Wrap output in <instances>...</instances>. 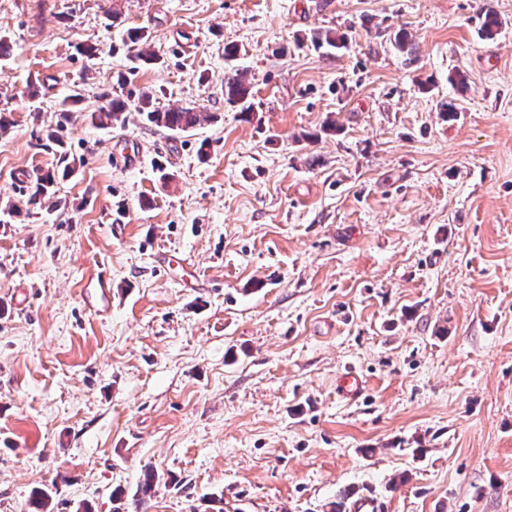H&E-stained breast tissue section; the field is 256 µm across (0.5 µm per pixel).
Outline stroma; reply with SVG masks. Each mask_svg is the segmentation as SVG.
Masks as SVG:
<instances>
[{"label":"stroma","mask_w":512,"mask_h":512,"mask_svg":"<svg viewBox=\"0 0 512 512\" xmlns=\"http://www.w3.org/2000/svg\"><path fill=\"white\" fill-rule=\"evenodd\" d=\"M0 39V512H133L149 469L148 512H512V0H0ZM143 90L215 119H88ZM123 42L131 45L136 52L134 60L139 64H153L157 60L155 53L151 50L150 36L144 28L131 27L125 31ZM250 89L243 80L239 69L231 67L224 73V98L233 105H238L241 112H251ZM248 114V113H247ZM128 111V103L123 99L115 98L93 110L90 113V119L93 124L104 129L118 125L125 126V114ZM87 288V302L99 312H105L109 308L112 296V278L107 271H99L90 278Z\"/></svg>","instance_id":"obj_1"}]
</instances>
